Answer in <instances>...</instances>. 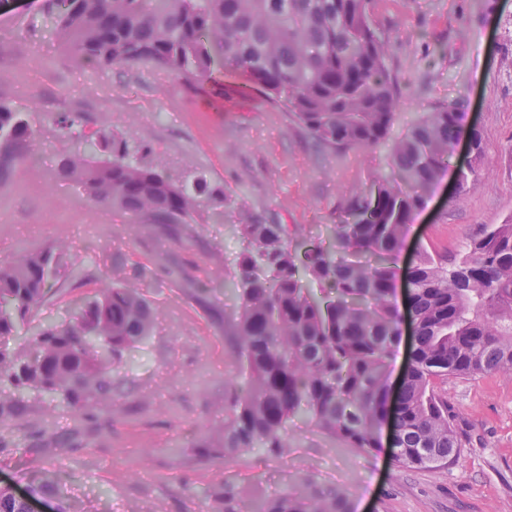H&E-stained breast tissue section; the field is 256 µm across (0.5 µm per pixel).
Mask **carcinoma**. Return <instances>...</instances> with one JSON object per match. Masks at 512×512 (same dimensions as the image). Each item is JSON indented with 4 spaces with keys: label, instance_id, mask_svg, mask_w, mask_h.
<instances>
[{
    "label": "carcinoma",
    "instance_id": "1",
    "mask_svg": "<svg viewBox=\"0 0 512 512\" xmlns=\"http://www.w3.org/2000/svg\"><path fill=\"white\" fill-rule=\"evenodd\" d=\"M373 0H45L59 41L97 67L145 64L172 71L195 87L228 68L285 106L308 133L336 150L389 136L400 89L386 65L388 41L372 22ZM62 134L85 144L83 159L65 158L58 176L78 184L95 205L148 212L180 233L193 211L224 195L201 180L176 181L142 163L124 142L59 120ZM483 138L462 113H428L391 153L392 176L375 193L353 192L348 218L331 225L339 250L379 257L362 264L311 249L299 254L286 224L254 219L237 225L245 247L230 280L236 300L231 331L245 379L228 391L224 436L208 456L232 458L254 448L278 454L288 424L304 417L343 441L377 448L384 418L406 467L445 465L462 440L437 382L448 377L512 374V223L466 239L460 258L428 246L407 271V313L415 323L401 393L387 370L402 316L394 302L397 261L425 194L447 170L451 148ZM28 119L0 102V183L28 157ZM69 271L50 248H34L0 267V386L36 391L83 413L112 400V372L126 350L149 336L151 304L134 288L112 285L82 300L72 315L37 328L17 351L10 341ZM0 512H29L0 486ZM208 512H350L347 498L305 479L286 493L243 499L226 488Z\"/></svg>",
    "mask_w": 512,
    "mask_h": 512
}]
</instances>
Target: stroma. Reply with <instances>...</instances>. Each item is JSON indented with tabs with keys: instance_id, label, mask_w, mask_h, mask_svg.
Returning <instances> with one entry per match:
<instances>
[{
	"instance_id": "stroma-1",
	"label": "stroma",
	"mask_w": 512,
	"mask_h": 512,
	"mask_svg": "<svg viewBox=\"0 0 512 512\" xmlns=\"http://www.w3.org/2000/svg\"><path fill=\"white\" fill-rule=\"evenodd\" d=\"M372 21L390 39L387 64L401 95L390 139L336 152L283 107L243 81L191 88L148 65L89 66L68 57L45 22L44 0H0V102L26 115L31 160L0 184V266L23 248L52 247L64 279L33 315L56 320L76 298L120 284L154 308L148 338L112 376V406L75 414L26 393L18 415H0V482L29 492L31 476L52 483L69 512H207L230 486L273 496L301 479L344 493L352 512H512V376L457 377L438 384L466 443L441 467L403 468L389 448L364 453L297 421L274 457L257 448L203 459L221 438L224 399L241 369L225 274L242 240L235 225L256 216L287 224L304 247H331L328 233L346 197L391 173L393 139L426 112L455 105L483 137L484 161L465 144L452 165L470 163L467 186L444 174L410 228L397 267L432 244L456 253L485 225L512 220V0H374ZM76 113L141 151L143 163L222 188L187 232L168 235L148 216L89 202L57 178L80 154L56 118Z\"/></svg>"
}]
</instances>
